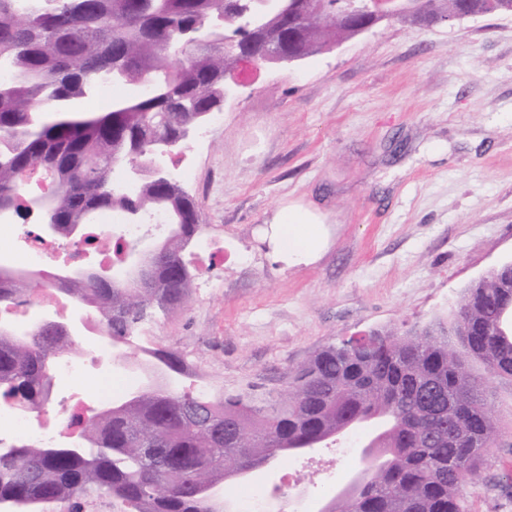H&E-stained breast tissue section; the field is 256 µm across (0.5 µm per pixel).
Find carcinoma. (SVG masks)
Returning a JSON list of instances; mask_svg holds the SVG:
<instances>
[{
  "label": "carcinoma",
  "mask_w": 512,
  "mask_h": 512,
  "mask_svg": "<svg viewBox=\"0 0 512 512\" xmlns=\"http://www.w3.org/2000/svg\"><path fill=\"white\" fill-rule=\"evenodd\" d=\"M486 14L512 13V0H471ZM413 14L451 15L462 0H410ZM255 0H0V58L10 78L0 81V215L39 220L62 229L116 209L130 221L166 211L178 230L151 259L150 287L112 283L95 274L62 289L93 308L112 342L132 347L144 308L152 316L187 303L195 275L184 258L200 231L195 202L176 184L141 181L129 195L114 187L112 169L142 165L184 146L181 132L224 104V87L247 46ZM279 53L296 44L308 57L360 35L309 3L289 20L264 18ZM240 43L226 47L223 31ZM118 62L131 83L153 90L120 99L81 123L89 84ZM46 170L54 188L38 207L23 174ZM33 282L0 280V304L31 295ZM461 337L490 374L512 380V272L499 270L471 288L458 308ZM73 338L46 335L34 324L23 335L0 329V399L28 406L47 401L54 355ZM153 357L171 374H187L176 352ZM480 380L448 346L444 332L351 338L318 351L291 376L288 394L260 401L209 399L161 386L142 387L112 411L79 423L77 440L59 445L20 442L0 451V504L18 509L85 493L117 497L131 512H221L218 487L286 453L333 441L373 421L383 448L364 467L365 485L338 496L325 512H467L461 494L492 447L495 419L478 394ZM459 439L448 441V425Z\"/></svg>",
  "instance_id": "1"
}]
</instances>
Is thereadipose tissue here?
<instances>
[{"mask_svg": "<svg viewBox=\"0 0 512 512\" xmlns=\"http://www.w3.org/2000/svg\"><path fill=\"white\" fill-rule=\"evenodd\" d=\"M269 238L274 258L285 262L315 259L326 243L321 219L300 206H286L276 213Z\"/></svg>", "mask_w": 512, "mask_h": 512, "instance_id": "obj_1", "label": "adipose tissue"}]
</instances>
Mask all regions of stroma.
Wrapping results in <instances>:
<instances>
[{
  "instance_id": "1",
  "label": "stroma",
  "mask_w": 512,
  "mask_h": 512,
  "mask_svg": "<svg viewBox=\"0 0 512 512\" xmlns=\"http://www.w3.org/2000/svg\"><path fill=\"white\" fill-rule=\"evenodd\" d=\"M224 121L171 154L201 230L185 258L200 286L144 322L130 364L97 336L98 371L142 385L149 351L181 354L187 388L263 399L289 372L353 336L454 328L471 284L512 258V15L424 27L393 20L288 66L242 68ZM296 202L328 243L275 260L261 235ZM209 242L201 250V242ZM480 377L496 440L464 486L468 512H512V382ZM359 440L287 454L246 481L260 512H313L354 472Z\"/></svg>"
}]
</instances>
